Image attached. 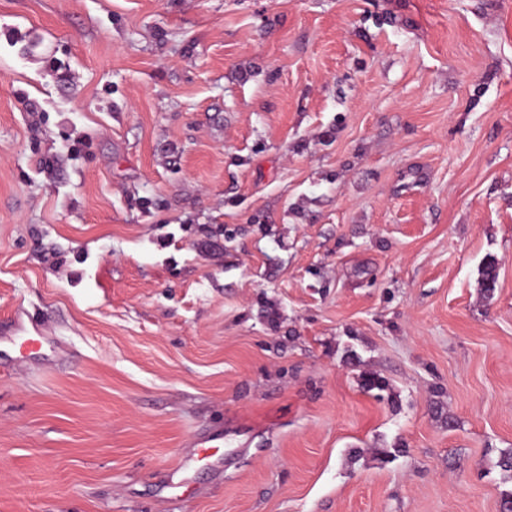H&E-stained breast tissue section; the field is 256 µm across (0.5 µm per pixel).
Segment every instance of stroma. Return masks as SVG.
Here are the masks:
<instances>
[{"instance_id": "stroma-1", "label": "stroma", "mask_w": 512, "mask_h": 512, "mask_svg": "<svg viewBox=\"0 0 512 512\" xmlns=\"http://www.w3.org/2000/svg\"><path fill=\"white\" fill-rule=\"evenodd\" d=\"M28 312L0 512H501L512 0H0ZM26 315L28 317L30 326L32 327L34 333L37 336H17V334L19 332H23L26 329L24 326L15 323L14 330H15L16 335L12 336L8 342L11 343L13 346H17L18 340L22 338V339H24V341H22L19 344L20 350L22 349L25 352H28L30 356L44 358L45 356H47L43 352L44 347L46 345H50L51 341L47 336H42L43 333H41V331L39 329L40 321H39L38 317L36 316V314H26Z\"/></svg>"}]
</instances>
